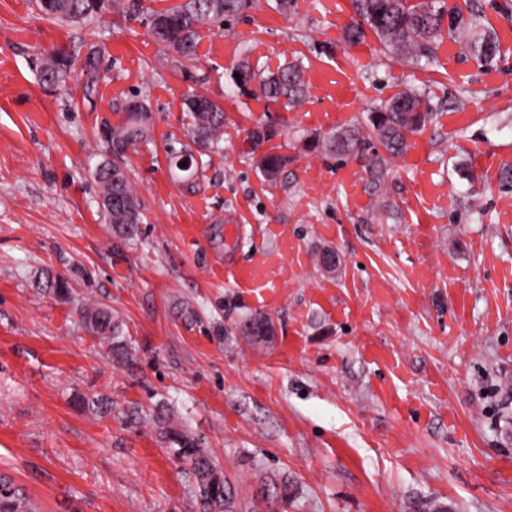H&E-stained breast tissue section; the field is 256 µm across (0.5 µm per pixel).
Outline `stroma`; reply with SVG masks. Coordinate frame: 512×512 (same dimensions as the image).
Here are the masks:
<instances>
[{
    "label": "stroma",
    "mask_w": 512,
    "mask_h": 512,
    "mask_svg": "<svg viewBox=\"0 0 512 512\" xmlns=\"http://www.w3.org/2000/svg\"><path fill=\"white\" fill-rule=\"evenodd\" d=\"M140 2L54 23L35 0H0V475L32 512H198L189 464L154 422L123 419L137 407L194 437L243 512L279 478L293 495L265 512H512V0H445L479 6L492 68L448 39L428 64L371 33L347 44L351 0H255L199 25L187 61L146 23L182 0ZM51 50L74 61L66 86L31 68ZM294 60L307 95L293 108L230 80L243 61ZM408 88L433 120L382 188L363 159L312 149ZM192 90L223 108L224 138L189 186L166 148ZM135 95L152 136L118 153L110 132ZM268 153L288 158L275 182ZM103 162L136 185L132 238L102 214ZM47 269L69 299L39 288ZM93 306L127 362L86 326ZM259 313L272 335L244 334ZM84 318L94 332L112 341V355L123 359L126 355L122 341H117L119 326L112 321V313L105 307L87 309Z\"/></svg>",
    "instance_id": "1"
}]
</instances>
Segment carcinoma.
Returning <instances> with one entry per match:
<instances>
[{
    "instance_id": "obj_1",
    "label": "carcinoma",
    "mask_w": 512,
    "mask_h": 512,
    "mask_svg": "<svg viewBox=\"0 0 512 512\" xmlns=\"http://www.w3.org/2000/svg\"><path fill=\"white\" fill-rule=\"evenodd\" d=\"M252 0H184V3L163 11L148 14L147 22L153 36L167 44L182 57L195 55L197 26L210 19L235 17L250 7ZM41 16L65 22L86 21L105 8V0H36ZM357 16L347 29L346 39L355 43L370 29L380 45L397 57L412 60L431 58L435 48L448 38L457 42L460 49L482 65L496 62L500 47L494 34L484 30L480 24V13L471 9L463 13L439 4V0H421L411 5L408 0H352ZM71 61L61 53H48L36 67L40 83L58 87L66 83ZM239 77L232 78L236 87L248 94L278 100L284 98L289 104L299 103L306 88L301 68L288 64L262 77L246 63L233 69ZM186 111L192 119L181 144V150L167 149L172 166H177L182 152H193L214 148L222 140L224 110L207 96L190 93L184 99ZM126 118L122 125L112 130V145L123 151L147 141L151 129V113L145 100L132 99L124 107ZM431 118L430 106L419 91L407 89L394 95L383 107L369 118V130L348 127L331 135L321 143L325 150L339 159L351 156L365 160V167L373 180L380 184L384 180L386 164L407 149L408 137L420 132ZM385 154H380L377 147ZM288 164L285 155H268L260 160V168L269 179L276 178ZM95 180L101 197L103 212L116 233L131 237L141 223L140 201L127 170L107 162L95 171ZM39 287L65 298L71 286L67 279L43 272ZM84 318L94 332L112 341V355L122 359L125 346L117 340L119 326L112 321V313L105 307H94L85 311ZM249 336L271 335L272 322L258 315L244 325ZM165 437L177 445V455L191 462L198 487L200 512H236L234 489L221 478L211 460L198 448L195 440L187 434L165 431ZM266 499L288 502L292 487L288 481H274L263 491ZM30 505L19 490L12 488L11 481H0V512H28Z\"/></svg>"
}]
</instances>
